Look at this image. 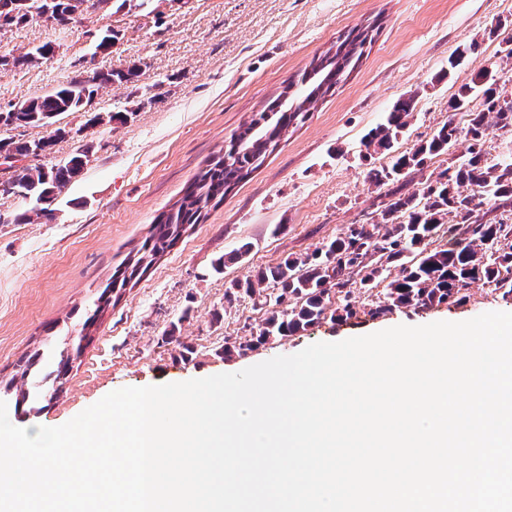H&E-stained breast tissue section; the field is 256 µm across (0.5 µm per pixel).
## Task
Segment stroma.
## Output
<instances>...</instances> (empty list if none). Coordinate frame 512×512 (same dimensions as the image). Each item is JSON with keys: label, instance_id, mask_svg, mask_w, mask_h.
I'll return each mask as SVG.
<instances>
[{"label": "stroma", "instance_id": "stroma-1", "mask_svg": "<svg viewBox=\"0 0 512 512\" xmlns=\"http://www.w3.org/2000/svg\"><path fill=\"white\" fill-rule=\"evenodd\" d=\"M372 20L380 29L345 80L105 310L62 392L40 413L10 415L12 424L59 426L122 387L237 372L317 342L512 313V302L477 282L463 304L373 318L372 296L357 288V315L348 321L325 319L246 354H224L225 338L246 341L267 316L252 301L227 299L230 281L313 251L350 225L372 223L380 198L367 173L389 158H364V135L410 96L413 118L394 150L429 138L447 120L458 87L499 64L512 0H146L132 9L88 10L64 28L34 20L0 33V56L57 46L47 62L0 73V107L45 94L83 70L139 68L135 83L113 84L94 99L93 112L115 113L117 121L89 128L85 113L59 116V126L84 133L58 139L45 165L82 145L90 161L60 194L54 219L0 224V380H10L34 349L67 348L113 267L155 216L181 200L225 139L340 35ZM109 30L117 35L111 53L94 54L96 36ZM462 49L464 62L450 67ZM245 244L249 252L236 258Z\"/></svg>", "mask_w": 512, "mask_h": 512}]
</instances>
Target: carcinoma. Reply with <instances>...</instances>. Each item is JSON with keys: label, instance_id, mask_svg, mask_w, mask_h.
Instances as JSON below:
<instances>
[{"label": "carcinoma", "instance_id": "obj_1", "mask_svg": "<svg viewBox=\"0 0 512 512\" xmlns=\"http://www.w3.org/2000/svg\"><path fill=\"white\" fill-rule=\"evenodd\" d=\"M56 46L45 43L12 59L1 56L0 67L37 65L54 57ZM347 72L342 65H329L310 76L303 71L298 90L283 101L276 97L252 115L249 123L233 133L224 147L226 155L211 161L188 185L180 204L160 213L148 236L112 271L100 292L95 309L87 314L72 352H61L50 360L36 350L29 354L15 375L4 385V393L15 396L14 409L31 413L45 397H55L66 382L72 360L92 341L90 330L105 309L119 302L126 288L137 284L157 260L176 246L192 227L201 223L199 202L213 195L223 200L235 187L262 166L266 140L279 144L289 127L305 123L316 103L327 95ZM138 73L99 70L95 83L84 85L78 78L47 93L19 103V110L0 116V126L49 127L67 112H84L102 88L136 81ZM480 98V109L469 104ZM452 115L432 136L413 149L391 154L394 142L410 125L413 99L399 101L382 122L363 137L364 156L389 154V165L369 171L370 181L385 199L381 220L352 224L347 231L310 253L288 256L279 264L260 269L244 281L231 282L232 294L244 293L268 307L259 333L240 343H224V355L243 353L272 338L292 336L327 317L345 321L357 314L351 302L350 282L367 289L387 282L368 314L377 318L400 308L425 311L441 304L457 305L472 284L483 282L512 299V223L490 218L500 209L512 212V156L488 161L485 144L499 132L512 136V90L499 82L498 73L478 72L461 86L448 102ZM467 117L466 126L455 123L454 114ZM464 143L465 158L451 163L439 177L424 184L420 196L402 197L391 184L422 170L426 159L448 151V141ZM32 142L0 139V153L19 160L31 156ZM89 162V151L76 150L66 161L51 166H23L13 178L19 196L32 206L13 216L15 224L54 219L52 203L62 190L81 176ZM446 243L429 248V245Z\"/></svg>", "mask_w": 512, "mask_h": 512}]
</instances>
